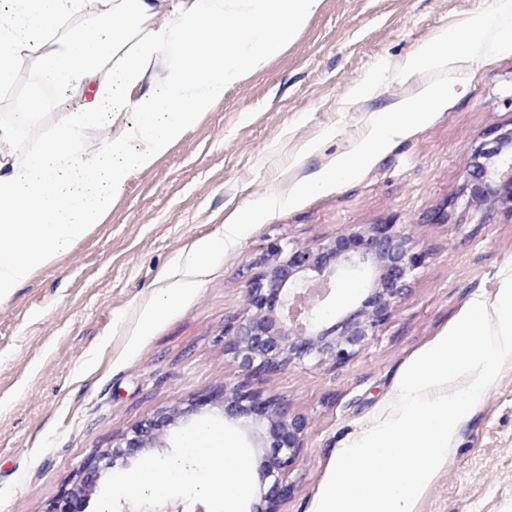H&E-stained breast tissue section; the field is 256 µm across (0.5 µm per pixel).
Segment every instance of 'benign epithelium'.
<instances>
[{
	"instance_id": "obj_1",
	"label": "benign epithelium",
	"mask_w": 512,
	"mask_h": 512,
	"mask_svg": "<svg viewBox=\"0 0 512 512\" xmlns=\"http://www.w3.org/2000/svg\"><path fill=\"white\" fill-rule=\"evenodd\" d=\"M512 133H501L472 155L465 174L470 200L512 213V151L504 145ZM427 253L416 250L400 224L350 225L336 236L300 246L280 239L251 265L256 272L246 294L247 312L224 323V352L233 356L243 380L224 386V416L246 418L266 428L275 449L262 488L265 512H276L288 496L283 471L303 448L306 419L273 397L261 400L249 381L278 372L294 361L312 358L336 365L349 362L391 315ZM354 279L361 299L339 317L325 306L332 291ZM159 434L152 423L123 438L124 447L147 448Z\"/></svg>"
}]
</instances>
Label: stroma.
<instances>
[{"label":"stroma","mask_w":512,"mask_h":512,"mask_svg":"<svg viewBox=\"0 0 512 512\" xmlns=\"http://www.w3.org/2000/svg\"><path fill=\"white\" fill-rule=\"evenodd\" d=\"M486 0H321L274 56L202 113L188 134L133 175L110 213L14 295L0 301V512H48L101 463L85 512H224L182 492L143 498L123 478L174 454L188 430L220 422L254 464L272 451L261 430L224 417L225 384L241 381L224 323L244 313L251 261L276 239L321 242L351 224H400L426 251L387 322L344 365L313 360L252 380L305 416L304 446L284 475L278 512H315L340 452L398 395L404 367L476 301L493 303L512 268V213L478 209L464 190L474 150L512 131V52L457 75L450 102L396 137L358 179L277 212L180 292L161 318L142 314L168 267L221 235L247 204L285 194L348 152L370 121L417 94L425 74L346 97L377 62L405 64ZM45 43L18 71L13 99L40 86ZM162 447L112 450L161 416ZM414 512H512V362L459 422L448 461Z\"/></svg>","instance_id":"stroma-1"}]
</instances>
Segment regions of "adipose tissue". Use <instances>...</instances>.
<instances>
[{
	"label": "adipose tissue",
	"instance_id": "adipose-tissue-1",
	"mask_svg": "<svg viewBox=\"0 0 512 512\" xmlns=\"http://www.w3.org/2000/svg\"><path fill=\"white\" fill-rule=\"evenodd\" d=\"M321 0H0V89L56 32L43 82L77 101L37 148L18 151L0 123V300L82 239L132 175L151 167L196 119L275 54ZM81 28L70 32L73 20ZM111 136L82 149L91 125ZM252 459L214 424L128 479L138 495L181 490L237 512Z\"/></svg>",
	"mask_w": 512,
	"mask_h": 512
}]
</instances>
